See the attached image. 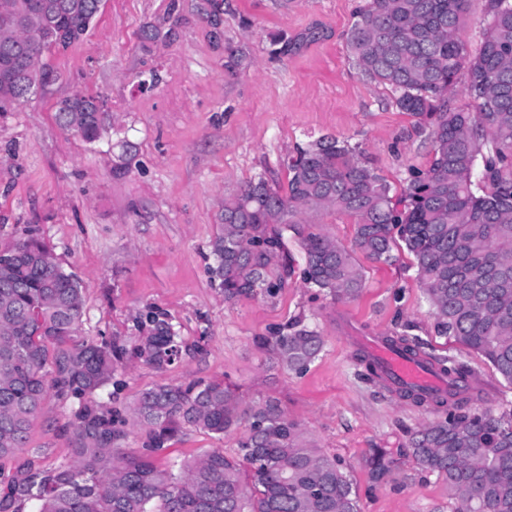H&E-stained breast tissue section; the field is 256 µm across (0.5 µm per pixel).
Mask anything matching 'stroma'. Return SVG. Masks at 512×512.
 <instances>
[{"instance_id":"obj_1","label":"stroma","mask_w":512,"mask_h":512,"mask_svg":"<svg viewBox=\"0 0 512 512\" xmlns=\"http://www.w3.org/2000/svg\"><path fill=\"white\" fill-rule=\"evenodd\" d=\"M104 0L88 33L47 56L53 76L13 111L0 113V249L34 231L80 283L82 337L134 343L148 311L166 314L183 343L160 371L119 366L94 399L129 416L145 388L223 379L245 401L277 399L307 441L341 460L360 512H454L447 483L421 471L407 446L418 425L438 420L387 385L361 381L352 331L408 334L435 359L465 362L473 407L512 411V386L485 359L437 335L412 258L365 268L357 298L335 301L294 279L274 296L224 300L210 277V243L224 198L250 180L286 186L288 159L321 136L347 142L393 190L432 159L428 129L401 112L391 88L364 77L347 33L363 0ZM162 35L149 41L144 30ZM298 41L280 54L284 40ZM148 89L138 90V80ZM81 93L109 115L89 143L55 121L58 102ZM323 348L303 373L283 366L266 341L294 322ZM77 401L47 394L23 458L51 464L70 455ZM243 427L218 437L187 427L158 465L211 449L235 454ZM387 466L371 481L373 449Z\"/></svg>"}]
</instances>
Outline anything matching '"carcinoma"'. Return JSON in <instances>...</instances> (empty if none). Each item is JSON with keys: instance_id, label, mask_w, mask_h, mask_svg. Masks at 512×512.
Returning <instances> with one entry per match:
<instances>
[{"instance_id": "1", "label": "carcinoma", "mask_w": 512, "mask_h": 512, "mask_svg": "<svg viewBox=\"0 0 512 512\" xmlns=\"http://www.w3.org/2000/svg\"><path fill=\"white\" fill-rule=\"evenodd\" d=\"M99 0H12L0 11V112L26 99L22 79L52 76L46 53L86 35ZM468 0H365L348 33L361 73L389 86L396 106L431 128L432 160L411 168L404 194L354 148L321 137L287 163V187L263 178L224 199L211 242L212 278L232 302L275 295L296 271L288 242L303 254L301 279L333 298H353L365 272L352 251L393 265L405 251L442 336L484 357L512 385V0H490L483 47L466 57L459 37ZM54 28L37 36L47 4ZM467 68L471 111L450 110L444 95ZM82 111L56 112L58 124L96 141L105 118L96 99L73 96ZM333 208L356 219L353 250L306 219ZM81 288L32 233L0 250V460L26 448L31 420L48 391L63 401L92 397L131 357L158 370L180 344L166 317L140 321L134 345L79 340ZM268 341L288 369L301 372L322 350L321 336L300 328ZM469 386L426 399L445 417L410 432L419 469L448 483L455 512H512V413L468 407ZM133 421L145 432L140 452L121 446L112 409L81 403L74 411L71 456L41 466L18 464L0 481V512H359L341 461L308 445L299 426L271 399L243 403L222 380L163 382L140 392ZM247 421L234 456L221 448L167 468L153 457L180 428L222 436Z\"/></svg>"}]
</instances>
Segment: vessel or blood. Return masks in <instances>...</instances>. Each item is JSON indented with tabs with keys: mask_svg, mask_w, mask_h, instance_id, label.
I'll use <instances>...</instances> for the list:
<instances>
[{
	"mask_svg": "<svg viewBox=\"0 0 512 512\" xmlns=\"http://www.w3.org/2000/svg\"><path fill=\"white\" fill-rule=\"evenodd\" d=\"M357 342L375 362L385 380L394 387L412 389L426 397L446 392L447 374L428 359L406 352L383 336H361Z\"/></svg>",
	"mask_w": 512,
	"mask_h": 512,
	"instance_id": "obj_1",
	"label": "vessel or blood"
}]
</instances>
